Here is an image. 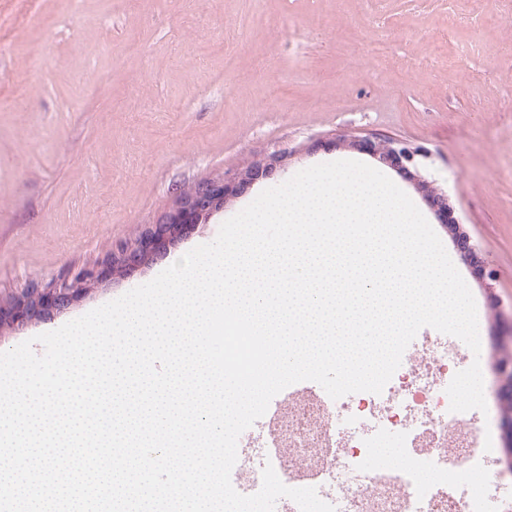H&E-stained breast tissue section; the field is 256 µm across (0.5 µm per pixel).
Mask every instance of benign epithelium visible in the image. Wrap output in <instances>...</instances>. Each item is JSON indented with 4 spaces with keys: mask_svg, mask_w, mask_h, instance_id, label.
<instances>
[{
    "mask_svg": "<svg viewBox=\"0 0 512 512\" xmlns=\"http://www.w3.org/2000/svg\"><path fill=\"white\" fill-rule=\"evenodd\" d=\"M347 144L407 173L421 152L420 148H413L400 140L377 136H353ZM285 161L284 151L260 154L238 172L200 179L180 188L171 204L158 214L153 227L134 242L124 244L112 252L103 265L84 267L71 278L43 288L34 287L13 298L11 308L27 320L67 307L81 292L103 283L116 270L142 262L164 239L177 238L186 225L205 222L213 212L222 209L236 195L238 186L271 176L277 166ZM412 178L416 181L417 189L426 192L441 213L448 211V196L445 193L416 173L412 174Z\"/></svg>",
    "mask_w": 512,
    "mask_h": 512,
    "instance_id": "7a95c632",
    "label": "benign epithelium"
}]
</instances>
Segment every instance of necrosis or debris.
<instances>
[{
  "label": "necrosis or debris",
  "mask_w": 512,
  "mask_h": 512,
  "mask_svg": "<svg viewBox=\"0 0 512 512\" xmlns=\"http://www.w3.org/2000/svg\"><path fill=\"white\" fill-rule=\"evenodd\" d=\"M461 354L436 336L411 342L402 363L378 394L331 399L326 392L291 394L261 436L266 460L290 487L316 488L336 512H486V495H452L448 479L489 471L482 432L467 413L449 410L440 381ZM395 441L401 462L381 455ZM250 435L238 439L235 489L256 493L262 470Z\"/></svg>",
  "instance_id": "1"
}]
</instances>
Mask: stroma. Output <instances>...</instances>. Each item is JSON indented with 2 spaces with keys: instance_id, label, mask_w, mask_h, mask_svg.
<instances>
[{
  "instance_id": "35a3bbf8",
  "label": "stroma",
  "mask_w": 512,
  "mask_h": 512,
  "mask_svg": "<svg viewBox=\"0 0 512 512\" xmlns=\"http://www.w3.org/2000/svg\"><path fill=\"white\" fill-rule=\"evenodd\" d=\"M42 55L45 72L0 112V303L84 266L152 227L180 187L289 151L205 223L83 292L65 309L0 327V352L145 284L212 242L266 188L310 166L380 168L416 204L470 288L500 487H512L495 361L512 310V0H0V98ZM425 152L408 175L344 135ZM476 255L464 258L461 239Z\"/></svg>"
}]
</instances>
